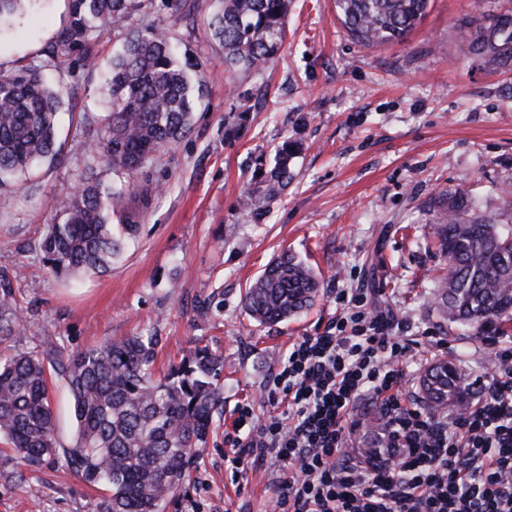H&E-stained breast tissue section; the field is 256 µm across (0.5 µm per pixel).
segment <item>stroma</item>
I'll return each mask as SVG.
<instances>
[{"label":"stroma","mask_w":512,"mask_h":512,"mask_svg":"<svg viewBox=\"0 0 512 512\" xmlns=\"http://www.w3.org/2000/svg\"><path fill=\"white\" fill-rule=\"evenodd\" d=\"M69 0H37L30 14L0 29V69L40 67L74 95L56 116L57 155L0 184V270L15 283L25 317V347L54 340L76 350L109 338L154 335L153 368L166 372L199 344L224 355V414L192 477L163 512H264L276 469L224 473V434L235 408L251 403L255 421L275 409L260 398L288 346L323 331L339 313L336 294L364 289L369 305L392 314L412 336H440L446 349L421 351L409 366L406 395L419 399V377L445 359L480 372L489 337L454 330L437 314L426 286L446 258L434 244L439 199L466 191L477 209L512 223V64L495 66L459 50V25L512 11V0H431L402 41L365 47L336 16L334 0H292L287 37L274 64L226 71L207 29L218 0H198L192 17L159 6L140 27L168 29L177 59L192 63L202 85L191 133L138 173L147 207L123 257L104 275L54 276L35 253L52 201L82 178L115 182L103 160L83 155L103 136L104 74L122 36H91L71 51L59 38ZM248 120L237 135V112ZM300 140L294 178L254 224L240 199L254 161L284 139ZM291 251L320 276L313 307L293 321L249 320L242 294L265 265ZM215 303L208 319L197 311ZM104 491L59 464L17 466L0 455V512H102Z\"/></svg>","instance_id":"obj_1"}]
</instances>
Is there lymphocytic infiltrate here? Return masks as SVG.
I'll use <instances>...</instances> for the list:
<instances>
[{"instance_id":"f902f5d3","label":"lymphocytic infiltrate","mask_w":512,"mask_h":512,"mask_svg":"<svg viewBox=\"0 0 512 512\" xmlns=\"http://www.w3.org/2000/svg\"><path fill=\"white\" fill-rule=\"evenodd\" d=\"M360 289L337 292L341 312L292 343L265 386L285 411L252 425L239 405L224 443V470H287L271 512H512V337L499 341L471 381L474 401L436 413L404 386L419 347L403 326L373 314ZM372 406L379 449L351 452V413Z\"/></svg>"}]
</instances>
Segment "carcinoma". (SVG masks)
<instances>
[{"label":"carcinoma","instance_id":"cac0c4a2","mask_svg":"<svg viewBox=\"0 0 512 512\" xmlns=\"http://www.w3.org/2000/svg\"><path fill=\"white\" fill-rule=\"evenodd\" d=\"M32 0H0V22L24 11ZM338 19L363 46L404 39L423 19L429 0H335ZM153 0H71V21L61 45L73 48L96 33L118 30L123 49L112 58L106 89V137L84 144L126 180L112 187L87 177L52 204L59 222L40 241L41 260L56 275L105 273L139 225L112 224L138 194L134 177L144 165L186 137L193 126L201 85L173 56L170 32L134 25ZM211 15L212 38L230 68L273 63L286 39L290 0H221ZM482 41L483 24L461 35L464 55L494 65L512 62V15ZM62 89L35 66L0 70V182L44 160H54L55 115ZM296 140H284L275 160L255 161L252 187L243 207L261 223L270 205L293 180ZM436 244L448 259L444 273L429 280L435 309L451 324L477 335L504 333L512 321V226L477 213L466 192L439 201L433 219ZM317 273L287 251L273 258L245 289L242 305L259 324L296 316L318 297ZM22 308L9 275H0V443L15 452L19 466L62 459L64 467L108 491L105 512H162L167 498L191 476L215 417L224 414V357L196 346L164 375L153 369L160 338L128 336L70 350L49 341L20 350ZM66 381L77 424L75 442L60 446L48 380ZM459 375L448 361L425 369L426 404L444 407L457 399Z\"/></svg>","mask_w":512,"mask_h":512}]
</instances>
